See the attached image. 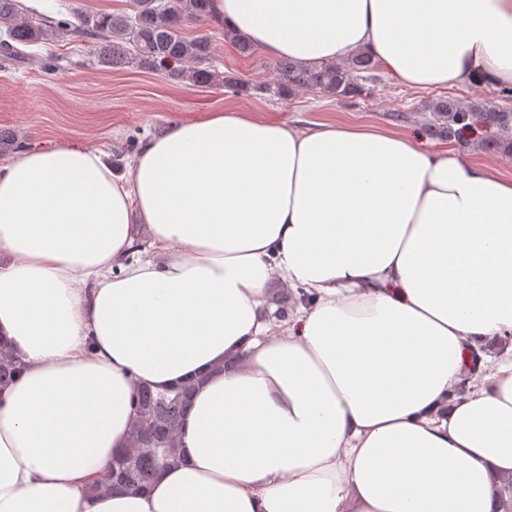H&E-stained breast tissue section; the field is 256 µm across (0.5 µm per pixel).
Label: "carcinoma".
I'll return each mask as SVG.
<instances>
[{
  "label": "carcinoma",
  "instance_id": "1",
  "mask_svg": "<svg viewBox=\"0 0 512 512\" xmlns=\"http://www.w3.org/2000/svg\"><path fill=\"white\" fill-rule=\"evenodd\" d=\"M210 0H130V11L81 15L76 21L60 19L57 28L77 36L104 40L105 63L113 68L134 64L142 69L163 71L179 82L196 87L221 85L238 95L248 93V85L226 76L210 65L213 42L206 34L184 36L193 21L209 17ZM0 52L18 56L21 47L47 37L45 18L23 7L20 0H0ZM377 65L367 50L354 53L342 64L304 68L294 60L282 58L275 64L280 77L278 92L316 89L327 95L347 97L357 88L352 73ZM441 131L449 138L462 139L476 128L488 133L485 148L512 155V111L495 107L460 106L452 100L434 104ZM21 371V361L7 346L0 344V389L6 388ZM195 389L188 380L165 393L149 387L138 390L133 406L136 420L129 446L115 456L112 466L97 485L99 490L115 487L140 491L148 488L162 467L179 461V423Z\"/></svg>",
  "mask_w": 512,
  "mask_h": 512
}]
</instances>
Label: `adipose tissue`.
Wrapping results in <instances>:
<instances>
[{
    "instance_id": "obj_1",
    "label": "adipose tissue",
    "mask_w": 512,
    "mask_h": 512,
    "mask_svg": "<svg viewBox=\"0 0 512 512\" xmlns=\"http://www.w3.org/2000/svg\"><path fill=\"white\" fill-rule=\"evenodd\" d=\"M313 68L512 85V0H211ZM148 241L153 257L134 258ZM297 297L284 322L273 282ZM512 179L372 125L228 109L0 164V512H495L512 475ZM481 351L476 370L471 352ZM193 379L181 459L94 491L140 387ZM22 363L7 346L0 344V389H5L19 375Z\"/></svg>"
}]
</instances>
